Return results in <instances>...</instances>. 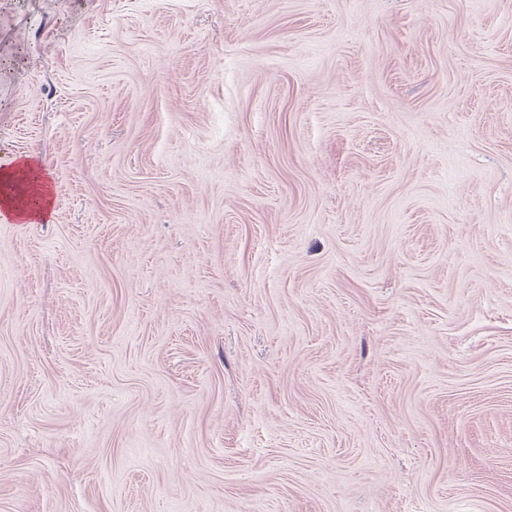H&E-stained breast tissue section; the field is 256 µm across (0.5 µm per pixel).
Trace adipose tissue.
<instances>
[{"label": "adipose tissue", "instance_id": "1", "mask_svg": "<svg viewBox=\"0 0 512 512\" xmlns=\"http://www.w3.org/2000/svg\"><path fill=\"white\" fill-rule=\"evenodd\" d=\"M45 179L37 164L27 160L0 171V207L25 220H41L50 202Z\"/></svg>", "mask_w": 512, "mask_h": 512}]
</instances>
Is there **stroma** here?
I'll return each instance as SVG.
<instances>
[{
	"label": "stroma",
	"instance_id": "stroma-1",
	"mask_svg": "<svg viewBox=\"0 0 512 512\" xmlns=\"http://www.w3.org/2000/svg\"><path fill=\"white\" fill-rule=\"evenodd\" d=\"M0 512H512V0H0ZM15 190L18 195L13 193ZM48 196L45 178L33 161L26 159L15 168L0 171V203L8 214L25 220H43L50 205Z\"/></svg>",
	"mask_w": 512,
	"mask_h": 512
}]
</instances>
